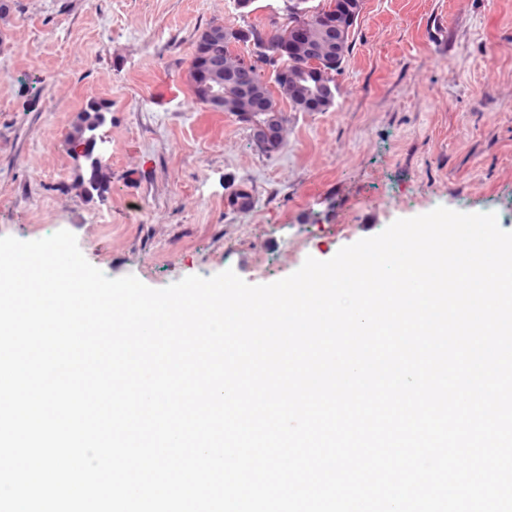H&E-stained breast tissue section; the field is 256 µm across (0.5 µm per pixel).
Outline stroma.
Here are the masks:
<instances>
[{"label":"stroma","mask_w":512,"mask_h":512,"mask_svg":"<svg viewBox=\"0 0 512 512\" xmlns=\"http://www.w3.org/2000/svg\"><path fill=\"white\" fill-rule=\"evenodd\" d=\"M15 0L0 30V237L65 229L108 277L250 284L325 261L399 218L495 212L512 232V0H365L325 112H282L283 147L196 104L198 33L283 0ZM33 79L35 87L25 86ZM91 100L111 180L86 198L64 138ZM255 200L240 212L230 196Z\"/></svg>","instance_id":"stroma-1"}]
</instances>
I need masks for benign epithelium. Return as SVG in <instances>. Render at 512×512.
I'll list each match as a JSON object with an SVG mask.
<instances>
[{
	"label": "benign epithelium",
	"instance_id": "7a95c632",
	"mask_svg": "<svg viewBox=\"0 0 512 512\" xmlns=\"http://www.w3.org/2000/svg\"><path fill=\"white\" fill-rule=\"evenodd\" d=\"M358 7L359 0H336L312 22L297 6L292 22L280 30L276 41L259 43L248 57L224 54V43L234 42L237 31L222 25L206 28L197 38L199 60L189 66L186 80L205 96L212 112L249 117L255 95L265 84L275 96L296 100L308 111L318 112L335 96L332 38L353 21ZM283 56L297 60L300 70L290 72L276 65ZM276 122L274 118L253 127L257 144L267 147L277 139Z\"/></svg>",
	"mask_w": 512,
	"mask_h": 512
}]
</instances>
